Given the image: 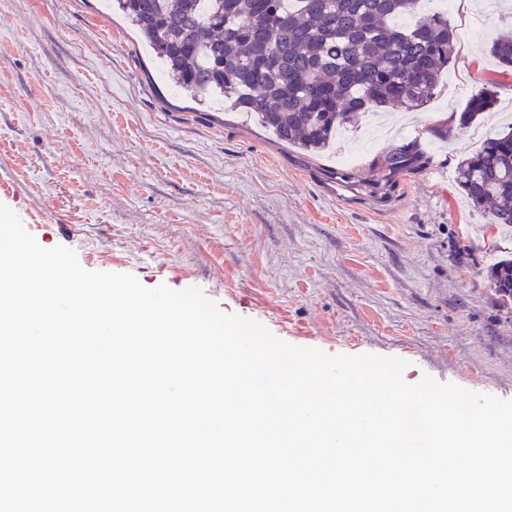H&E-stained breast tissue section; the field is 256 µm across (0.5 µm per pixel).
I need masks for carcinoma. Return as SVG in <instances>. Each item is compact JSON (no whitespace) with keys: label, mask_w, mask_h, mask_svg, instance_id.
<instances>
[{"label":"carcinoma","mask_w":512,"mask_h":512,"mask_svg":"<svg viewBox=\"0 0 512 512\" xmlns=\"http://www.w3.org/2000/svg\"><path fill=\"white\" fill-rule=\"evenodd\" d=\"M162 60L169 78L199 101L224 98L253 114L279 140L318 154L340 128L395 103L432 98L454 54L448 16L415 14L417 0H114ZM500 73H512V32L489 47ZM497 102L486 82L456 113L470 125ZM413 142L378 160L392 178L423 167ZM466 199L491 224H512V127L486 139L456 167ZM488 281L502 305L512 302V258L495 262Z\"/></svg>","instance_id":"obj_1"}]
</instances>
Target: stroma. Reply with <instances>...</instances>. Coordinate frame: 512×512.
Segmentation results:
<instances>
[{
  "mask_svg": "<svg viewBox=\"0 0 512 512\" xmlns=\"http://www.w3.org/2000/svg\"><path fill=\"white\" fill-rule=\"evenodd\" d=\"M443 9L471 67H451L424 107L396 108L393 134L352 128L310 156L253 115L187 98L112 0H0V204L85 269L199 288L296 347L403 359L410 385L512 400V308L486 277L512 257V226L487 223L455 182L512 124V74L487 53L512 30V0ZM485 81L495 109L434 138ZM409 141L425 166L377 201L376 160Z\"/></svg>",
  "mask_w": 512,
  "mask_h": 512,
  "instance_id": "obj_1",
  "label": "stroma"
}]
</instances>
